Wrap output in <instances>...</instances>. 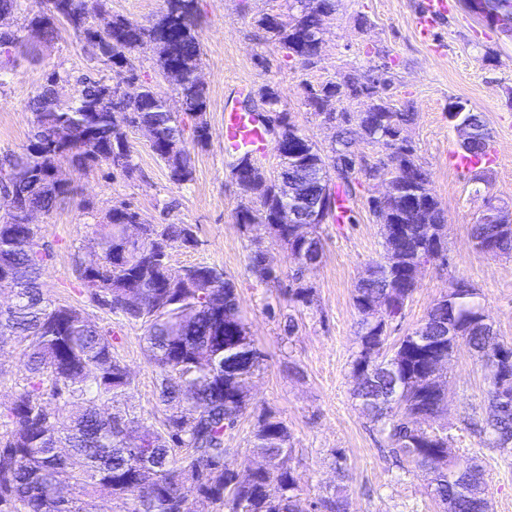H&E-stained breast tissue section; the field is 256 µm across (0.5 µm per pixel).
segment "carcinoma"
<instances>
[{"mask_svg":"<svg viewBox=\"0 0 512 512\" xmlns=\"http://www.w3.org/2000/svg\"><path fill=\"white\" fill-rule=\"evenodd\" d=\"M166 10L151 26L125 19L87 23L82 0H46V8L27 16L20 31L8 33L0 46V85L15 63V51H34L52 41L58 25L66 23L89 48L92 59L109 69L138 74L132 55L154 30L156 62L164 71L176 66L192 74L202 61L196 35L197 0H165ZM315 9L295 0L300 11L280 20L262 16L257 25L293 58L317 56L323 40L312 38L311 28L334 11V0H317ZM60 75L53 72L32 106V130L21 151L0 159V191L15 195L26 208L49 213L70 195L72 188L53 180L51 171L64 158L77 167L107 163L131 174L134 170L127 129L149 124L158 140L152 152L178 184L193 179L191 152L184 125L167 111L164 95L142 84L139 100L129 99L116 85L103 94V79L85 77L68 109L58 107L50 86ZM387 87L386 81L362 73L350 86L328 80L310 89L308 104L321 115L331 98L372 100ZM184 114L192 120L191 142L205 146L209 126L199 121L207 112V89L188 81L177 86ZM260 105L278 110L279 95L270 86L258 89ZM363 112L341 111V130L329 153H324L282 113L285 143L302 151L268 178L257 174V197L242 204L236 221L247 230L277 215L282 178L295 180L302 192L326 194L329 205L322 219L308 233L322 245L319 229L337 220L339 192L331 179H323L333 162L354 157L355 137L360 135L384 149L397 141L399 129L413 113L393 109L380 101ZM473 122L474 144L465 157L490 154V136L482 116L464 112ZM397 163L370 171L398 178L406 168L413 180L400 184L404 203H395L397 233L383 238L384 256L372 262L358 280L353 295L360 315L358 351L352 370L374 368L375 374L358 385L356 398L362 411L380 424L391 452L416 470L432 475L435 496L448 512H486L478 485L485 472L470 460L453 453L445 427H434L442 416L448 392L431 379L432 367L448 362L462 344L482 361L490 413L482 428L491 448L512 447V398L503 401L497 389L499 356L512 354V344L500 339L490 319L471 320L480 308L476 290L463 296L447 292L429 307L420 327L433 337L424 345L417 332L386 347L389 324L402 311L416 288L413 270L421 263H447L445 245L433 246L422 236L420 214L437 203L428 172L416 162L407 144L396 151ZM140 213L127 203L112 208L108 223L95 242L101 256L95 266L78 264L80 280L91 301L144 327V350L160 376L159 400L165 417L157 427L138 422L140 441L127 436L129 419L124 408L132 386L125 365L112 355V336L91 322L77 307L56 304L45 297L40 277L50 257L42 243L41 228L31 227L11 215L0 219V273L11 276L17 298L0 307V339L8 336L25 345V374L7 411L0 414V512H94L92 498L98 488L110 490L122 504L121 512H179L177 505L203 497L217 512H296L299 479L290 466L293 448L285 423L265 414L253 431L252 448L273 462V470L255 473L246 483L236 481L235 470L224 461V438L234 430L248 406L247 380L260 369L262 352L255 346L240 309L234 281L216 265L188 266L189 281L174 280L171 251L193 248L197 235L190 224H147L140 241L124 237V225ZM288 249L297 247L293 225L269 229ZM471 238L495 239L494 255L512 254V228L483 220L471 225ZM297 268L288 294L306 300L311 288L302 283L304 267ZM248 269L260 282L277 280L259 248L249 257ZM429 426H424V423ZM83 481L84 498L61 499L59 492L73 481Z\"/></svg>","mask_w":512,"mask_h":512,"instance_id":"carcinoma-1","label":"carcinoma"}]
</instances>
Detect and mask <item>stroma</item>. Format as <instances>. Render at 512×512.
Listing matches in <instances>:
<instances>
[{"instance_id":"1","label":"stroma","mask_w":512,"mask_h":512,"mask_svg":"<svg viewBox=\"0 0 512 512\" xmlns=\"http://www.w3.org/2000/svg\"><path fill=\"white\" fill-rule=\"evenodd\" d=\"M335 2L323 19L321 54L305 64L288 57L257 24L265 15L288 19L296 12L294 0H197L209 141L191 150L193 181L174 183L139 128L127 131L133 173L105 163L81 169L61 161L59 171L73 192L53 211L35 216L51 248L42 288L51 300L83 309L89 320L111 331L113 354L133 379L130 413L162 420L165 408L158 400L157 373L145 355L143 326L92 303L75 258L89 255L101 224L120 203L131 204L148 224L192 225L199 245L173 250L172 268L196 263L223 267L236 283L248 332L264 356L261 369L247 381L248 408L225 441L226 462L236 467L247 459L260 464L250 440L259 416L270 412L291 435L300 512H317V504L338 491L346 512H445L428 476L395 466L385 434L362 413L354 396L357 380L351 363L358 350L360 315L352 296L368 263L382 254V229L369 201L384 192V179L366 178L359 169L350 174V218L323 224V257L303 276L312 291L306 300H292L288 287L296 265L285 246L264 228L248 231L236 222V209L245 197L224 155V105L270 85L289 121L326 151L334 131L309 106V88L328 80L343 82L354 71L371 70L387 78L386 98L414 114L403 135L429 173L446 216L448 243L447 265L422 268L388 340L398 342L417 328L455 278L477 289L497 336L512 341V256L487 255L470 237L471 224L488 205L512 208V34L473 9L470 0H455L447 19L435 22L432 45L414 30L420 0ZM88 9L93 25L119 17L149 26L160 17L164 0H90ZM53 71L61 76L57 90L64 98L75 94L77 78L85 75L121 80L91 61L85 43L68 25H60L57 37L39 54L19 56L0 85V158L27 144L29 105ZM456 100L481 113L491 134V164L468 171L450 162L461 141L448 119V106ZM256 237L276 274L268 284L256 281L248 270ZM291 320L298 328L290 334L286 325ZM24 362L23 346L10 339L0 342V412L14 398ZM439 380L448 389L441 422L453 436L457 454L475 458L483 467L481 496L487 512H512V450L485 446L466 423L469 414L483 418L489 412L481 362L459 348L442 366Z\"/></svg>"}]
</instances>
